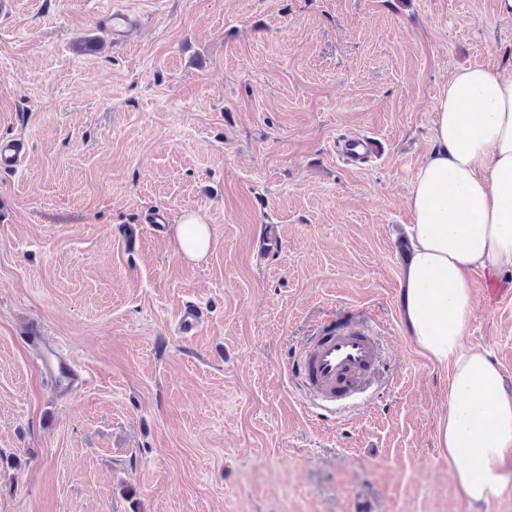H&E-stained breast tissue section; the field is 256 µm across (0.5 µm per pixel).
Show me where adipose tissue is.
I'll list each match as a JSON object with an SVG mask.
<instances>
[{"mask_svg": "<svg viewBox=\"0 0 512 512\" xmlns=\"http://www.w3.org/2000/svg\"><path fill=\"white\" fill-rule=\"evenodd\" d=\"M435 149L408 198L411 255L401 282L409 336L434 367H451L440 452L458 493L483 504L504 488L512 460V395L487 350L464 343L472 313L468 275L512 269V73L457 71L438 97ZM183 255L202 260L211 229L198 218L176 227Z\"/></svg>", "mask_w": 512, "mask_h": 512, "instance_id": "obj_1", "label": "adipose tissue"}]
</instances>
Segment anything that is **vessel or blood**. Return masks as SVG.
<instances>
[{
  "label": "vessel or blood",
  "mask_w": 512,
  "mask_h": 512,
  "mask_svg": "<svg viewBox=\"0 0 512 512\" xmlns=\"http://www.w3.org/2000/svg\"><path fill=\"white\" fill-rule=\"evenodd\" d=\"M103 23L114 42H123L134 25L130 13L117 9ZM21 140L0 141V169L17 167L24 155ZM344 162L364 163L379 155L375 137L352 133L339 146ZM377 336L360 326L331 322L322 326L304 344L292 363V377L304 398L327 411L349 406L367 390V380L380 364Z\"/></svg>",
  "instance_id": "1"
}]
</instances>
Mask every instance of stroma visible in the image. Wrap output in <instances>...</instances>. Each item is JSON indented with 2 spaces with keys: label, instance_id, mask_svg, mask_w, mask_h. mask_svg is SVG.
Wrapping results in <instances>:
<instances>
[{
  "label": "stroma",
  "instance_id": "obj_1",
  "mask_svg": "<svg viewBox=\"0 0 512 512\" xmlns=\"http://www.w3.org/2000/svg\"><path fill=\"white\" fill-rule=\"evenodd\" d=\"M115 8L139 19L117 45ZM470 65L512 69L496 0H11L0 139L26 154L0 171V512H512V464L480 510L459 497L436 446L450 377L401 311L408 197ZM351 132L376 162L338 159ZM188 213L212 231L198 263ZM478 282L464 341L512 380V294ZM342 316L386 367L328 419L289 364ZM176 240L187 259L201 261L210 249L211 229L197 217H185L182 224H176Z\"/></svg>",
  "mask_w": 512,
  "mask_h": 512
}]
</instances>
